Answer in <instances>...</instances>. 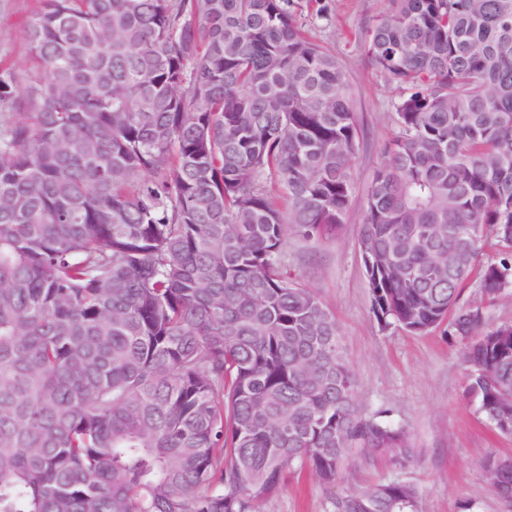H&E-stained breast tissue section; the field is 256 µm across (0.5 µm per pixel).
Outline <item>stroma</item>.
I'll return each instance as SVG.
<instances>
[{"label":"stroma","instance_id":"obj_1","mask_svg":"<svg viewBox=\"0 0 512 512\" xmlns=\"http://www.w3.org/2000/svg\"><path fill=\"white\" fill-rule=\"evenodd\" d=\"M308 36L334 52L349 69L360 134L354 201L333 238L307 242L289 237L288 269L313 288L333 313L346 359L357 379L360 411L407 431L417 455L399 468L351 449L332 487L302 471L288 476L263 512H330L331 498L400 481L416 492V512H512L489 480L486 454L512 458V435L498 432L465 396L462 346L443 329L413 334L382 327L372 309L359 246L366 191L384 144L396 131L395 105L403 91L367 56V31L390 9L389 0H332V16H317L319 0H298ZM37 0H0V69L31 65L26 31ZM459 303L481 308L487 326L512 323V286L496 299L468 284Z\"/></svg>","mask_w":512,"mask_h":512}]
</instances>
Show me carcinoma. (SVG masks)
<instances>
[{
	"label": "carcinoma",
	"mask_w": 512,
	"mask_h": 512,
	"mask_svg": "<svg viewBox=\"0 0 512 512\" xmlns=\"http://www.w3.org/2000/svg\"><path fill=\"white\" fill-rule=\"evenodd\" d=\"M391 4L367 44L404 90L360 225L372 309L446 326L511 435L512 324L458 299L512 284V0ZM27 37L34 68L0 70V512H261L354 447L410 464L288 272V231L346 223L359 158L349 72L295 0H39ZM483 467L511 501L512 458Z\"/></svg>",
	"instance_id": "1"
}]
</instances>
